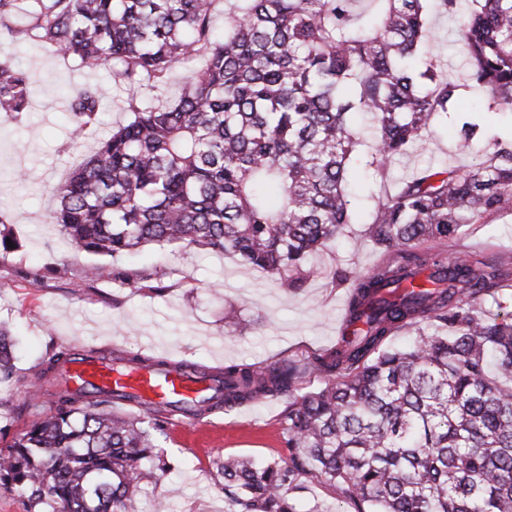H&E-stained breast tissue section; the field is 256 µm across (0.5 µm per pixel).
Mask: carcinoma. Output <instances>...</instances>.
I'll use <instances>...</instances> for the list:
<instances>
[{
    "instance_id": "cac0c4a2",
    "label": "carcinoma",
    "mask_w": 512,
    "mask_h": 512,
    "mask_svg": "<svg viewBox=\"0 0 512 512\" xmlns=\"http://www.w3.org/2000/svg\"><path fill=\"white\" fill-rule=\"evenodd\" d=\"M0 0V31L38 40L113 80L166 93L186 60L179 94L127 100L130 118L54 188L56 225L77 251L129 254L173 243L230 253L282 287L310 276L305 260L350 221L352 165L384 176L421 144L462 84L420 57L432 11L457 0ZM459 20L468 80L512 119V0H470ZM103 90L68 98L72 142L100 124ZM30 107L27 67L0 51V113ZM374 120V149L359 154L350 114ZM465 123L460 149L480 146ZM512 215V141H495L470 168L426 167L374 208L369 234L388 261L350 282L344 338L316 358L324 387L291 393L307 365L228 364L224 387L198 415L266 396H288V461L214 460L234 512H299L307 478L355 512H512V313L486 308L512 285V256L441 248L473 224ZM158 268L115 274L159 282ZM414 331L403 348L389 338ZM13 338L0 326V380L13 374ZM117 362L167 359L112 351ZM54 413L0 453V475L31 507L131 512L166 463L152 433L97 394Z\"/></svg>"
}]
</instances>
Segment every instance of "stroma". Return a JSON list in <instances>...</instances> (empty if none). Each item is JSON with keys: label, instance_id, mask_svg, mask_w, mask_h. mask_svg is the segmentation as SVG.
<instances>
[{"label": "stroma", "instance_id": "stroma-1", "mask_svg": "<svg viewBox=\"0 0 512 512\" xmlns=\"http://www.w3.org/2000/svg\"><path fill=\"white\" fill-rule=\"evenodd\" d=\"M454 28L453 18H434L425 52L457 80L462 54L453 43ZM0 47L26 63L31 81L30 112L0 114V227L18 242L0 249V324L16 340L13 376L0 382L2 453L53 412L58 376L45 368L65 348H120L211 368L229 362H314L336 346L343 320L348 288L335 281L334 271L355 276L382 258L367 229L385 189L420 166L471 164V157L456 151L463 123L478 124L490 139H512V123L489 110L476 87H462L447 117L430 125L423 152L395 157L381 179L360 167L352 170L350 222L337 242L309 259L313 274L295 290L280 287L269 274L235 257L192 246L148 245L114 258L79 252L48 222L56 206L51 185L63 182L82 159L72 147L66 95L86 84L105 90L102 123L83 138L90 150L112 126L128 120V92L113 84L110 68L62 59L44 43L12 44L0 37ZM461 250L487 256L511 253L512 216L473 225L461 242L448 246L452 254ZM95 265L118 272L158 267L166 275L161 290L154 292L109 277L87 278L85 269ZM230 306L249 323L248 333L225 326L224 310ZM286 406V398L278 396L194 421L172 419L158 425L144 416L168 468L138 498L134 512H156L162 503L167 512H232L224 482L213 469V455L287 460Z\"/></svg>", "mask_w": 512, "mask_h": 512}]
</instances>
